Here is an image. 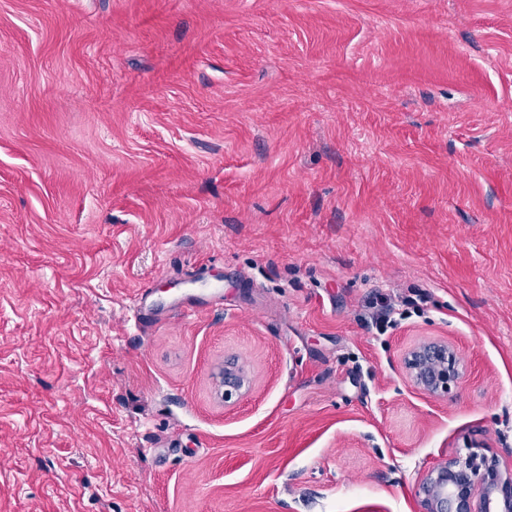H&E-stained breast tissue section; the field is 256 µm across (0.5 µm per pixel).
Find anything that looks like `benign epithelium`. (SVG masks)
<instances>
[{
    "instance_id": "obj_1",
    "label": "benign epithelium",
    "mask_w": 512,
    "mask_h": 512,
    "mask_svg": "<svg viewBox=\"0 0 512 512\" xmlns=\"http://www.w3.org/2000/svg\"><path fill=\"white\" fill-rule=\"evenodd\" d=\"M403 368L416 388L430 394L447 393L463 375L455 349L446 342H424L404 356ZM224 402L239 399L249 389L245 368L224 364L220 373ZM414 496L418 512H512V464H502L477 451L456 455L428 468Z\"/></svg>"
}]
</instances>
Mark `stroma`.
Masks as SVG:
<instances>
[{"instance_id": "35a3bbf8", "label": "stroma", "mask_w": 512, "mask_h": 512, "mask_svg": "<svg viewBox=\"0 0 512 512\" xmlns=\"http://www.w3.org/2000/svg\"><path fill=\"white\" fill-rule=\"evenodd\" d=\"M471 443L512 459V0H0V512H416ZM403 368L416 388L430 394H448L451 383L463 375L455 349L445 342H424L404 356ZM249 377L245 368L238 363L228 362L220 373V384L224 387V402L239 399L249 389Z\"/></svg>"}]
</instances>
